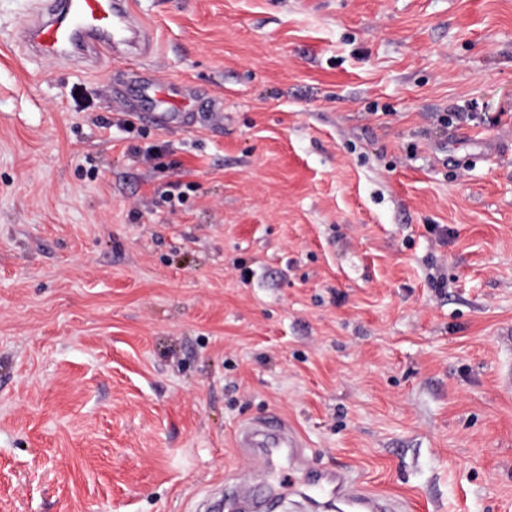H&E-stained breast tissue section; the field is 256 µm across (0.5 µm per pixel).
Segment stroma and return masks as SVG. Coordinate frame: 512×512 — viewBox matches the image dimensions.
<instances>
[{"instance_id": "stroma-1", "label": "stroma", "mask_w": 512, "mask_h": 512, "mask_svg": "<svg viewBox=\"0 0 512 512\" xmlns=\"http://www.w3.org/2000/svg\"><path fill=\"white\" fill-rule=\"evenodd\" d=\"M35 4L0 0V512H237L274 416L402 512H512V0H136L147 55L92 72L28 55ZM177 88L173 85H170L166 88H164L162 91L163 103L169 104L167 107V112H155L153 115L150 116L151 120L159 125V126H166L168 123L173 120L176 116H179L183 113L185 106L183 105V99H177L175 96L177 95L176 92Z\"/></svg>"}]
</instances>
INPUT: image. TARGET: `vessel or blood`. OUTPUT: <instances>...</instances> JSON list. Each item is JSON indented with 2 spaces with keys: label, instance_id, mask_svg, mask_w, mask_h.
Listing matches in <instances>:
<instances>
[{
  "label": "vessel or blood",
  "instance_id": "1",
  "mask_svg": "<svg viewBox=\"0 0 512 512\" xmlns=\"http://www.w3.org/2000/svg\"><path fill=\"white\" fill-rule=\"evenodd\" d=\"M20 41L42 57L76 67L98 64L120 46L145 49L149 34L135 19L134 0H39L37 13L18 30ZM166 111L154 113L152 120L168 125L184 111L175 86L164 90ZM282 448L292 464L303 465V439L279 418L244 427L238 445L251 448ZM331 498L335 512H397L390 500L363 492L354 472L347 467L316 474L311 483Z\"/></svg>",
  "mask_w": 512,
  "mask_h": 512
}]
</instances>
